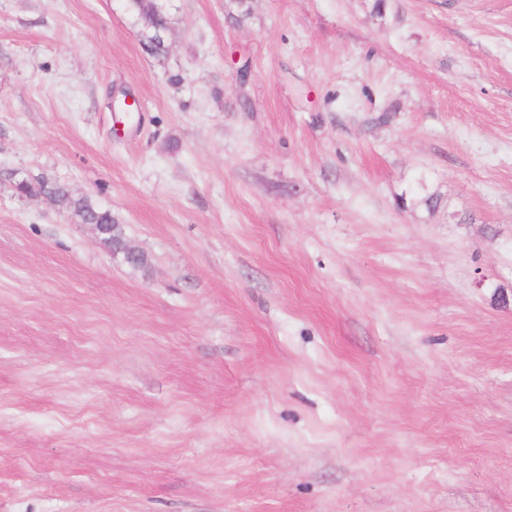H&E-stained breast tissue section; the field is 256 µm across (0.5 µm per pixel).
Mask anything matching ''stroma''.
<instances>
[{
  "instance_id": "35a3bbf8",
  "label": "stroma",
  "mask_w": 512,
  "mask_h": 512,
  "mask_svg": "<svg viewBox=\"0 0 512 512\" xmlns=\"http://www.w3.org/2000/svg\"><path fill=\"white\" fill-rule=\"evenodd\" d=\"M236 4L0 0V512H512V0ZM132 4L138 11L147 28L150 48L155 51L161 50L163 47V40L161 39L160 34L167 27V18L162 12L158 1L154 2L152 0H132ZM18 194L33 196L52 191L55 196V205L75 216L81 224H105L107 234L101 236V240L112 250L121 239H124L121 220L109 210H103L94 205L85 196L74 195L69 188L60 182L37 181L32 184L27 180L15 183Z\"/></svg>"
}]
</instances>
